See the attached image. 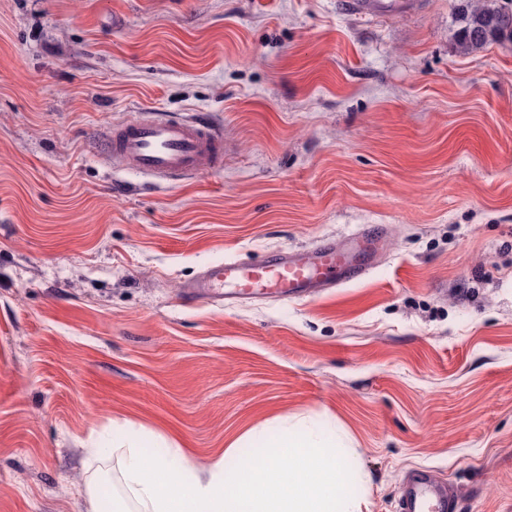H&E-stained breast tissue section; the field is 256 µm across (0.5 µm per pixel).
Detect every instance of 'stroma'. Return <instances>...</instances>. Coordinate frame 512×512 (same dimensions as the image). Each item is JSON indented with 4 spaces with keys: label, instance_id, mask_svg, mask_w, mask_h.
Here are the masks:
<instances>
[{
    "label": "stroma",
    "instance_id": "obj_1",
    "mask_svg": "<svg viewBox=\"0 0 512 512\" xmlns=\"http://www.w3.org/2000/svg\"><path fill=\"white\" fill-rule=\"evenodd\" d=\"M457 0H0V512H85L113 422L205 467L247 432L331 427L357 512L434 470L512 512V41L464 54ZM205 119L224 163L114 169L113 129ZM377 228L362 279L181 300L227 259ZM415 0H345V9L352 14L369 16L388 11H410ZM386 8H390L389 10Z\"/></svg>",
    "mask_w": 512,
    "mask_h": 512
}]
</instances>
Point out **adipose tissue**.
Returning a JSON list of instances; mask_svg holds the SVG:
<instances>
[{"label": "adipose tissue", "instance_id": "ef3b65f1", "mask_svg": "<svg viewBox=\"0 0 512 512\" xmlns=\"http://www.w3.org/2000/svg\"><path fill=\"white\" fill-rule=\"evenodd\" d=\"M112 445L127 451V480L143 512H355L349 460L318 424L266 435L252 462L232 468L219 459L199 469L177 445L144 431H124Z\"/></svg>", "mask_w": 512, "mask_h": 512}]
</instances>
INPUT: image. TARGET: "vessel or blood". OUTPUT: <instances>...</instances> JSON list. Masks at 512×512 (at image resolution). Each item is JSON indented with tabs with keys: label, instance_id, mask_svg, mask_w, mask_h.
<instances>
[{
	"label": "vessel or blood",
	"instance_id": "vessel-or-blood-1",
	"mask_svg": "<svg viewBox=\"0 0 512 512\" xmlns=\"http://www.w3.org/2000/svg\"><path fill=\"white\" fill-rule=\"evenodd\" d=\"M413 0H344L347 11L369 16L383 10L410 11ZM224 139L207 123L176 117L144 118L112 134V162L123 171L162 180L186 179L220 167ZM382 238L359 233L354 243L327 239L300 252H278L252 264L225 260L206 267L182 286L181 298L192 303L202 298L233 301L269 297L301 299L329 288L357 281L373 267ZM447 486L430 471L408 476L400 512H455Z\"/></svg>",
	"mask_w": 512,
	"mask_h": 512
}]
</instances>
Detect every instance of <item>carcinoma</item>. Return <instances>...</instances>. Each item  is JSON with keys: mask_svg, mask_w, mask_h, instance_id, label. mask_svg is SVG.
<instances>
[{"mask_svg": "<svg viewBox=\"0 0 512 512\" xmlns=\"http://www.w3.org/2000/svg\"><path fill=\"white\" fill-rule=\"evenodd\" d=\"M456 21L454 38L464 52L512 40V9L502 0H459Z\"/></svg>", "mask_w": 512, "mask_h": 512, "instance_id": "1", "label": "carcinoma"}]
</instances>
